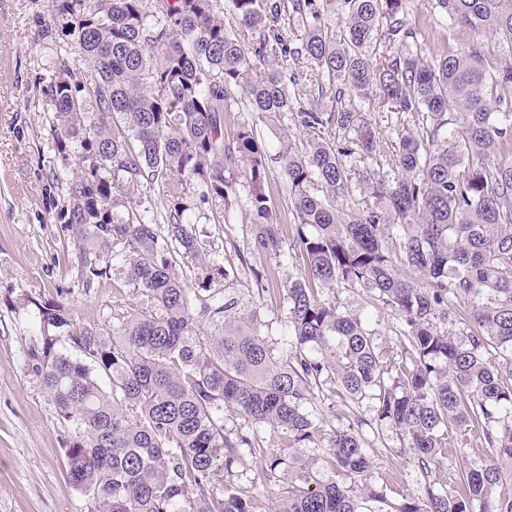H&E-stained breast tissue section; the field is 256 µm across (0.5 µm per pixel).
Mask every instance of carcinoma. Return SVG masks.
<instances>
[{"mask_svg":"<svg viewBox=\"0 0 512 512\" xmlns=\"http://www.w3.org/2000/svg\"><path fill=\"white\" fill-rule=\"evenodd\" d=\"M406 4L159 0L153 14L147 0H53L71 17V48L98 74L89 84L58 78L49 89L57 147L76 166L63 219L78 241L82 285L94 287L119 262L153 305L126 312L106 334L74 327L62 300L30 301L42 336L28 361L73 429L63 443L69 483L97 512H252L233 486L215 482L238 462V448L251 446L224 433L221 413L232 408L301 447L319 432L305 404L326 385L355 406L370 401L376 423L399 435L395 453H410L426 474L457 448H486L487 459L461 467L453 493L391 503L366 478L371 454L360 429H338L324 458L335 479L309 462L295 469L265 456L269 471H292L274 512H374V503L386 512H512V495L490 506L512 479L503 468L512 462V0H428L442 28L436 50ZM226 10L255 36L228 31ZM448 32L472 39L450 50ZM481 33L506 55L490 57L474 38ZM301 61L316 70L318 96L335 105L295 113L307 146L289 142L277 157L299 259L287 285L288 348L278 356L258 330L256 304L219 289L200 298L177 266L199 255L195 209L215 205L213 220L223 221L238 170L256 250L281 252L257 123L292 111L284 69ZM236 91L253 120L227 138L224 112ZM88 100L101 115L93 127ZM372 101L417 124L362 173L371 203L341 210L351 183L344 158L376 153L377 125L363 116ZM336 131L353 137L341 143ZM146 184L165 193L162 225ZM191 185L201 187L196 201L185 192ZM118 188L135 206L119 211ZM395 253L408 273L396 269ZM338 282L393 313L400 361L383 364L368 323L321 298ZM451 318L465 330L441 329ZM207 321L221 332L205 330ZM461 426L470 437L458 438Z\"/></svg>","mask_w":512,"mask_h":512,"instance_id":"carcinoma-1","label":"carcinoma"}]
</instances>
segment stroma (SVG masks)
<instances>
[{"mask_svg":"<svg viewBox=\"0 0 512 512\" xmlns=\"http://www.w3.org/2000/svg\"><path fill=\"white\" fill-rule=\"evenodd\" d=\"M66 24L65 18L55 15L51 0H0V512H96L92 497L67 481L62 442L68 430L26 360L27 349L40 335L30 299L64 298L76 324L107 329L117 315L149 305L117 263L99 286L83 288L75 262L78 242L61 218L67 197L57 183L72 178L75 165L56 148L55 108L46 89L68 41ZM257 131L272 156L284 140L306 139L305 130L289 113L263 120ZM195 216L206 262L219 274L208 280L186 263L180 275L198 289L221 288L229 295L256 300L262 335L275 350H282L288 327L284 286L296 273L295 261L286 249L264 256L262 264L275 282L269 291L258 292L254 273L244 262L253 250L245 178L237 180L236 199L224 223H214L206 207L196 210ZM324 296L336 301L341 312L370 322L383 359L399 354L396 319L362 289L342 283ZM308 409L324 436L353 422L347 403L328 388L313 390ZM359 414L367 421L362 434L375 450L371 481L383 485L392 501L405 494L426 499L428 480L412 456L394 454L400 445L395 432L372 424L369 405H362ZM224 431L246 436L249 444L240 448V462L217 481L231 484L252 500L254 512H273L284 484L282 476H267L263 452L317 463L326 455L324 437L292 449L284 433L251 423L229 409L224 412Z\"/></svg>","mask_w":512,"mask_h":512,"instance_id":"35a3bbf8","label":"stroma"}]
</instances>
